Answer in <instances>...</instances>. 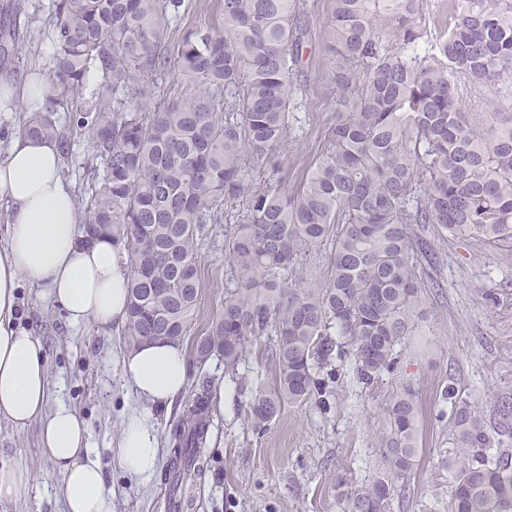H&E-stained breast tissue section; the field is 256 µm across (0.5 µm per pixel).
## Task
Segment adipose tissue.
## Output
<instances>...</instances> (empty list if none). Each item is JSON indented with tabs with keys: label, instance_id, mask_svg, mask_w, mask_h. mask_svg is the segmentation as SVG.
Instances as JSON below:
<instances>
[{
	"label": "adipose tissue",
	"instance_id": "ef3b65f1",
	"mask_svg": "<svg viewBox=\"0 0 512 512\" xmlns=\"http://www.w3.org/2000/svg\"><path fill=\"white\" fill-rule=\"evenodd\" d=\"M40 83L37 74L0 76V118L10 119L19 101L27 112L41 111ZM0 206L8 213L0 244V420L19 429L39 424L44 452L62 475L63 512H112L102 467L88 446V425L74 407L51 403L45 345L18 324L16 310L26 282L46 288L71 325L119 329L127 316L129 269L110 237L83 238L56 141L9 133L0 146ZM120 368L146 408L124 419L115 462L144 482L161 461L150 410L169 406L185 391L187 356L181 345L157 342L127 352Z\"/></svg>",
	"mask_w": 512,
	"mask_h": 512
}]
</instances>
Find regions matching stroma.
<instances>
[{"label": "stroma", "instance_id": "stroma-1", "mask_svg": "<svg viewBox=\"0 0 512 512\" xmlns=\"http://www.w3.org/2000/svg\"><path fill=\"white\" fill-rule=\"evenodd\" d=\"M28 26L18 31L25 68L50 69L54 17L51 0H26ZM330 0H313L301 60L293 75L298 90L289 114L288 146L280 167L256 168L257 179L278 181L295 193L311 166L326 152L336 112V95L328 63L327 27ZM223 29L221 0H184L171 23L170 44L188 28ZM73 156L64 174L76 197L100 167L89 132L73 130ZM237 211L221 223L207 225L200 242V288L197 307L183 340L188 358V386L166 409L153 416L161 441H168L188 394L201 384L224 393V405L210 414L205 471L197 482L196 512H351L354 489L373 480L382 460L373 442L382 426L380 407L403 383L417 392L419 443L414 466L386 512H448V471L442 460L450 451V405L442 396L447 385L468 394L498 428L505 450L512 452V418L502 419L497 405L512 397V258L467 237L439 236L426 226L424 236L439 256L431 275L420 333L401 349L394 374L377 384H361L351 360H333L336 371L324 401L282 406L267 429L248 422L257 390L270 389L276 367L266 355L268 339H260L242 378L224 375V362H199L195 343L224 309L230 268L224 234L236 224ZM20 324L41 336L46 346L52 401L75 407L86 421L89 445L98 455L112 497V512H168L161 477L147 483L130 480L112 463V451L129 412L142 405L123 381L121 336L87 325L69 326L29 285L20 288ZM22 463L38 478L40 495L1 502L0 512H60L55 490L61 475L45 455L40 429H17L0 421V464Z\"/></svg>", "mask_w": 512, "mask_h": 512}]
</instances>
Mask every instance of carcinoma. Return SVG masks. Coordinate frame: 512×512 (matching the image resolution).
<instances>
[{
  "label": "carcinoma",
  "mask_w": 512,
  "mask_h": 512,
  "mask_svg": "<svg viewBox=\"0 0 512 512\" xmlns=\"http://www.w3.org/2000/svg\"><path fill=\"white\" fill-rule=\"evenodd\" d=\"M448 29L426 26V0H332L329 53L336 117L323 157L293 195L255 168H275L288 139L291 75L307 36V0H222L224 29L188 28L176 52L167 31L183 0H53L55 53L46 107L22 126L72 153V126L93 137L94 176L81 224L122 246L130 268L127 347L181 342L199 291V237L243 201L225 234L231 284L224 311L196 342L199 361L239 376L253 345L275 337L278 373L250 403L263 430L285 403L323 397L317 370L350 358L371 385L399 364L423 315L422 234L436 224L512 254V112H467L459 82L495 87L512 77V0H454ZM25 0L0 5V62L12 61ZM99 76L91 100L87 78ZM173 73L194 90L154 99ZM330 246L320 280L300 261ZM344 338H332L331 329ZM210 395L186 403L164 472L172 512H190L203 469ZM448 512H512L509 454L484 415L455 388ZM375 447L384 470L352 492V512H385L412 469L419 412L409 385L381 409Z\"/></svg>",
  "instance_id": "cac0c4a2"
}]
</instances>
